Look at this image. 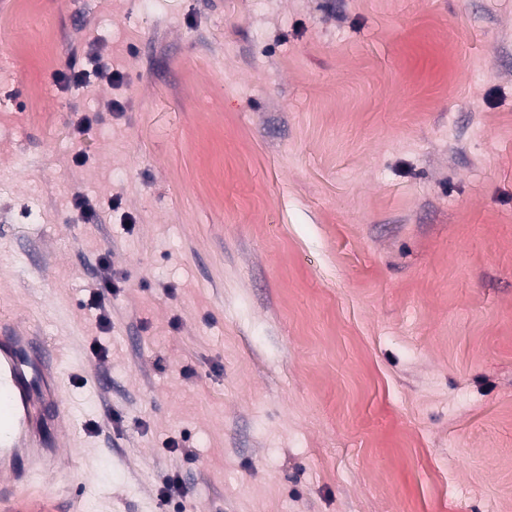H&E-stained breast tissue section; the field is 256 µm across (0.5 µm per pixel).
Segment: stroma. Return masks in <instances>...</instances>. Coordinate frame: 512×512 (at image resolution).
<instances>
[{"label": "stroma", "instance_id": "1", "mask_svg": "<svg viewBox=\"0 0 512 512\" xmlns=\"http://www.w3.org/2000/svg\"><path fill=\"white\" fill-rule=\"evenodd\" d=\"M93 54L121 88L57 81ZM1 320L60 360L86 512L172 471L186 512H512V0H39ZM101 265L102 270H104V276L102 277V281L100 284L101 288L97 289V291L90 298L89 305L91 308L100 311L98 317V327L101 330H109L112 327V323L108 313H106L104 300L105 296L107 294H112V292H115L118 286L114 282V273L112 274V278L111 275L109 274V263L105 261L102 262Z\"/></svg>", "mask_w": 512, "mask_h": 512}]
</instances>
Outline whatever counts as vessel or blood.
Here are the masks:
<instances>
[{"label": "vessel or blood", "instance_id": "b4317fda", "mask_svg": "<svg viewBox=\"0 0 512 512\" xmlns=\"http://www.w3.org/2000/svg\"><path fill=\"white\" fill-rule=\"evenodd\" d=\"M54 361L42 337L0 325V512H76L47 482L69 422Z\"/></svg>", "mask_w": 512, "mask_h": 512}]
</instances>
